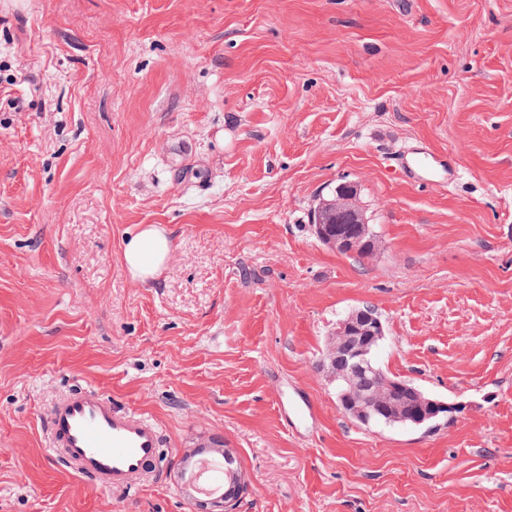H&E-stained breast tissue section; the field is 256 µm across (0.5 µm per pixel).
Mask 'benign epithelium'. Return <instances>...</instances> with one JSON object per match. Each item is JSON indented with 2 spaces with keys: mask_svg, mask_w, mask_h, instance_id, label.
Masks as SVG:
<instances>
[{
  "mask_svg": "<svg viewBox=\"0 0 512 512\" xmlns=\"http://www.w3.org/2000/svg\"><path fill=\"white\" fill-rule=\"evenodd\" d=\"M356 188L351 183L336 187V195L331 200L322 201L313 212V220L318 237L329 248L355 252L359 250V240L340 233H330L329 227H357L363 223L359 207L355 201ZM385 336L381 320L370 310L355 308L336 324V330L328 343L326 359L330 375L343 381L345 390L339 395L341 407L355 417L367 421L377 413V405L366 391L373 388L375 393L387 389L391 392H406L418 405L414 421L423 422L428 414L436 415L448 404L431 399L417 389L407 386L402 380L386 378L370 365V356ZM238 486L220 497L199 500L197 512H233Z\"/></svg>",
  "mask_w": 512,
  "mask_h": 512,
  "instance_id": "obj_1",
  "label": "benign epithelium"
}]
</instances>
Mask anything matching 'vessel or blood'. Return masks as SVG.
<instances>
[{"mask_svg": "<svg viewBox=\"0 0 512 512\" xmlns=\"http://www.w3.org/2000/svg\"><path fill=\"white\" fill-rule=\"evenodd\" d=\"M316 412L314 401L298 391L288 403L286 422L294 428ZM45 425L52 460L103 490L132 496L163 477L159 425L98 392L71 391L48 411Z\"/></svg>", "mask_w": 512, "mask_h": 512, "instance_id": "vessel-or-blood-1", "label": "vessel or blood"}]
</instances>
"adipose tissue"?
<instances>
[{"mask_svg":"<svg viewBox=\"0 0 512 512\" xmlns=\"http://www.w3.org/2000/svg\"><path fill=\"white\" fill-rule=\"evenodd\" d=\"M172 253L173 243L158 224L135 225L123 239V265L133 280L143 284L156 277Z\"/></svg>","mask_w":512,"mask_h":512,"instance_id":"ef3b65f1","label":"adipose tissue"}]
</instances>
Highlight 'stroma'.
<instances>
[{
    "mask_svg": "<svg viewBox=\"0 0 512 512\" xmlns=\"http://www.w3.org/2000/svg\"><path fill=\"white\" fill-rule=\"evenodd\" d=\"M412 152L455 181L406 182ZM344 181L373 256L310 230ZM136 224L174 241L149 284ZM355 308L463 411L350 418L322 358ZM76 388L160 425L163 482L52 460ZM225 450L234 512H512V0H0V512H195L183 459ZM125 235L122 261L128 274L143 284L153 280L173 253L166 229L159 224H136ZM286 411V422L289 427L297 428L302 419L312 418L317 412V406L314 401L305 393L296 391L288 401V408L284 406Z\"/></svg>",
    "mask_w": 512,
    "mask_h": 512,
    "instance_id": "35a3bbf8",
    "label": "stroma"
}]
</instances>
